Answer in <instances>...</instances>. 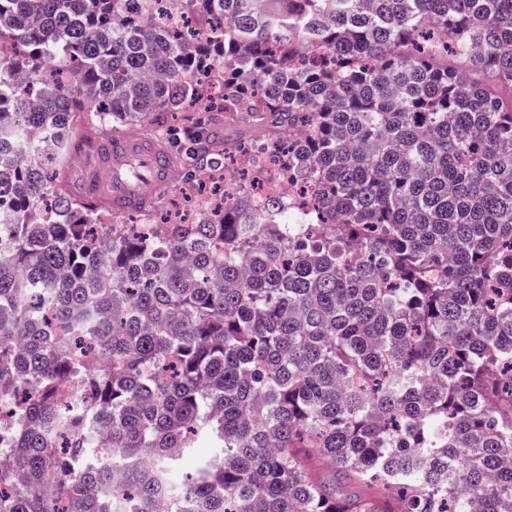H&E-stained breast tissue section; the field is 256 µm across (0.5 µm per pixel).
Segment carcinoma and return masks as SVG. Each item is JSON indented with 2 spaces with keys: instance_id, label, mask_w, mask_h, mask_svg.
<instances>
[{
  "instance_id": "1",
  "label": "carcinoma",
  "mask_w": 512,
  "mask_h": 512,
  "mask_svg": "<svg viewBox=\"0 0 512 512\" xmlns=\"http://www.w3.org/2000/svg\"><path fill=\"white\" fill-rule=\"evenodd\" d=\"M138 2L0 0V512H512V104L448 68L512 88V0H170L205 42ZM212 84L312 212L102 223L75 119Z\"/></svg>"
}]
</instances>
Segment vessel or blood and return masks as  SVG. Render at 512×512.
<instances>
[{
    "label": "vessel or blood",
    "instance_id": "b4317fda",
    "mask_svg": "<svg viewBox=\"0 0 512 512\" xmlns=\"http://www.w3.org/2000/svg\"><path fill=\"white\" fill-rule=\"evenodd\" d=\"M173 175L168 154L152 141L118 138L101 144L86 196L117 211H130L167 186Z\"/></svg>",
    "mask_w": 512,
    "mask_h": 512
}]
</instances>
